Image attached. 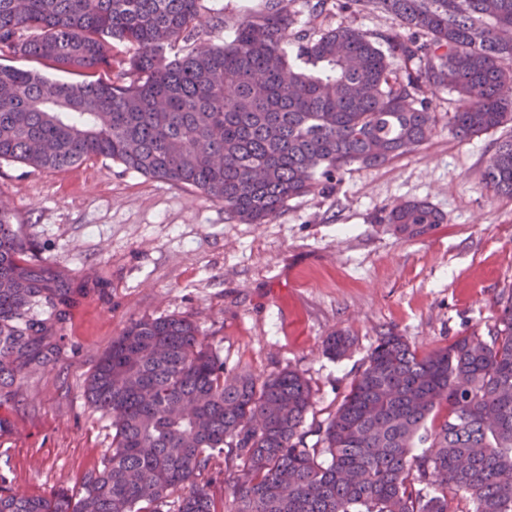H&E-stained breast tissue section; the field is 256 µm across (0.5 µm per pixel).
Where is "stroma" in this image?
<instances>
[{
	"instance_id": "1",
	"label": "stroma",
	"mask_w": 512,
	"mask_h": 512,
	"mask_svg": "<svg viewBox=\"0 0 512 512\" xmlns=\"http://www.w3.org/2000/svg\"><path fill=\"white\" fill-rule=\"evenodd\" d=\"M341 3L329 0L324 25L391 31L388 16ZM425 95L439 116L426 144L379 167H346L329 192L289 200L268 224L241 223L194 188L109 159L62 171L0 163V211L38 254L108 285L75 310L62 357L0 408V473L11 488H72L100 468L112 418L88 402L85 381L134 319H190L233 372L298 371L312 388L313 426L339 407L380 332L398 331L422 354L486 333L512 287V198L483 180L500 134L459 140L449 120L463 102L433 86ZM409 200L432 204L444 224L409 239L380 224ZM339 331L355 345L334 361L323 342Z\"/></svg>"
}]
</instances>
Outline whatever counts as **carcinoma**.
I'll use <instances>...</instances> for the list:
<instances>
[{"instance_id":"cac0c4a2","label":"carcinoma","mask_w":512,"mask_h":512,"mask_svg":"<svg viewBox=\"0 0 512 512\" xmlns=\"http://www.w3.org/2000/svg\"><path fill=\"white\" fill-rule=\"evenodd\" d=\"M263 0L223 43L170 58L199 39L203 0H0V54L81 73L79 84L0 65V162L63 170L110 159L189 186L245 224L272 222L288 200L332 188L353 164L380 166L434 134L422 84L469 102L452 116L462 140L512 128V0H345L383 13L378 38L324 28L327 0ZM134 49L121 78H93L109 41ZM419 68L398 75L393 61ZM512 198V133L484 171ZM416 237L444 223L425 201L382 217ZM105 294L39 256L0 212V406L25 375L57 360L80 299ZM486 335L428 355L379 336L342 404L304 443L308 381L224 369L190 320L129 322L89 375L85 395L112 416V447L72 489L19 495L0 473V512H216L197 478L217 457L234 512H512V290ZM345 333L325 352L347 356Z\"/></svg>"}]
</instances>
